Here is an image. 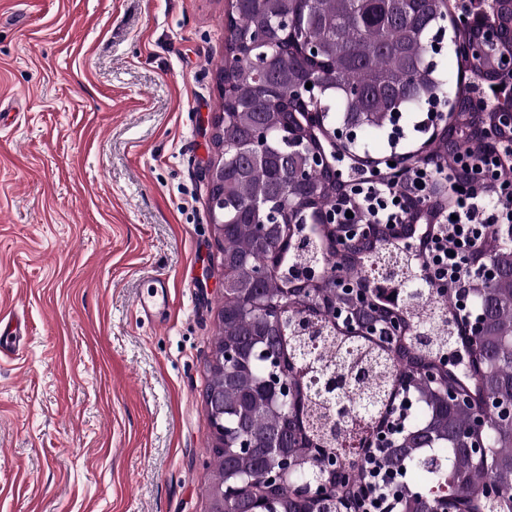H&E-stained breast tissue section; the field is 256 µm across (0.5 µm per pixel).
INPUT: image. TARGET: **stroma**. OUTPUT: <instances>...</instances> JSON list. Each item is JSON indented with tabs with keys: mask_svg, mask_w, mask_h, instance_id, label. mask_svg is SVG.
<instances>
[{
	"mask_svg": "<svg viewBox=\"0 0 512 512\" xmlns=\"http://www.w3.org/2000/svg\"><path fill=\"white\" fill-rule=\"evenodd\" d=\"M226 8L0 0V512L210 510Z\"/></svg>",
	"mask_w": 512,
	"mask_h": 512,
	"instance_id": "stroma-1",
	"label": "stroma"
}]
</instances>
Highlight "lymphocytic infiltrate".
I'll use <instances>...</instances> for the list:
<instances>
[{
	"label": "lymphocytic infiltrate",
	"instance_id": "lymphocytic-infiltrate-1",
	"mask_svg": "<svg viewBox=\"0 0 512 512\" xmlns=\"http://www.w3.org/2000/svg\"><path fill=\"white\" fill-rule=\"evenodd\" d=\"M512 161V153L501 150L487 156L483 165L466 181H458L455 172L467 158L458 153L449 163L447 207L440 213L448 234L432 238L429 252L430 282L439 286L470 278L467 260L478 227L512 224V181L500 177V171ZM385 168L353 167L347 180L354 185L362 200L363 224H402L407 220L405 196L414 191L420 201L431 200L438 181V171L428 165H417L396 179H386Z\"/></svg>",
	"mask_w": 512,
	"mask_h": 512
}]
</instances>
